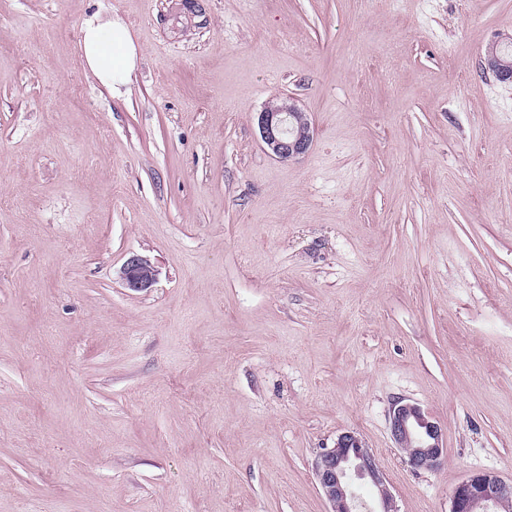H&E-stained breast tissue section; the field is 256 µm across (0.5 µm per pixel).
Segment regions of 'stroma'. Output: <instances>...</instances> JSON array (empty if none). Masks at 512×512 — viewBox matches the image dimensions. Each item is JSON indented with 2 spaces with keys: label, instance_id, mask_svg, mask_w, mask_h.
Returning <instances> with one entry per match:
<instances>
[{
  "label": "stroma",
  "instance_id": "stroma-1",
  "mask_svg": "<svg viewBox=\"0 0 512 512\" xmlns=\"http://www.w3.org/2000/svg\"><path fill=\"white\" fill-rule=\"evenodd\" d=\"M199 3L0 0V512H327L344 431L399 512L512 478V85L482 67L512 0ZM96 12L141 50L121 96ZM274 98L308 154L265 151ZM80 46L90 75L121 95L128 90L139 63V50L127 25L117 16L102 18L97 12L86 18L80 30ZM303 112L287 100L268 102L258 114V128L262 141L273 155L290 159L307 153L313 142V131L305 118L298 127L295 118ZM157 271L145 258L130 256L123 265L122 279L125 288L142 291L150 288L156 280ZM389 429L395 445L414 470H432L441 465L444 437L441 426L416 403L404 398L391 404Z\"/></svg>",
  "mask_w": 512,
  "mask_h": 512
}]
</instances>
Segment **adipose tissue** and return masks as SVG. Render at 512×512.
<instances>
[{
    "mask_svg": "<svg viewBox=\"0 0 512 512\" xmlns=\"http://www.w3.org/2000/svg\"><path fill=\"white\" fill-rule=\"evenodd\" d=\"M80 46L90 75L113 94H121L133 79L139 63V50L126 24L119 17L93 14L80 30Z\"/></svg>",
    "mask_w": 512,
    "mask_h": 512,
    "instance_id": "adipose-tissue-1",
    "label": "adipose tissue"
}]
</instances>
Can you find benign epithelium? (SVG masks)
I'll return each mask as SVG.
<instances>
[{"label": "benign epithelium", "mask_w": 512, "mask_h": 512, "mask_svg": "<svg viewBox=\"0 0 512 512\" xmlns=\"http://www.w3.org/2000/svg\"><path fill=\"white\" fill-rule=\"evenodd\" d=\"M512 40L493 43L484 58L485 70L501 82L512 83V56L507 49ZM303 112L292 102L271 101L258 113V128L262 141L273 155L290 159L307 153L313 142L309 122L295 125ZM157 271L145 258L130 256L123 265L122 279L126 288L142 291L156 280ZM389 429L395 447L415 470H432L441 465L444 437L441 426L416 403L404 398L391 404ZM319 491L329 505L328 512H399L389 489L384 471L361 436L344 431L334 446L320 452L313 463ZM365 480L377 490L374 504L368 506L358 496L354 480ZM512 497V479L506 480L494 472L471 470L456 485L451 495L449 512H495Z\"/></svg>", "instance_id": "benign-epithelium-1"}]
</instances>
